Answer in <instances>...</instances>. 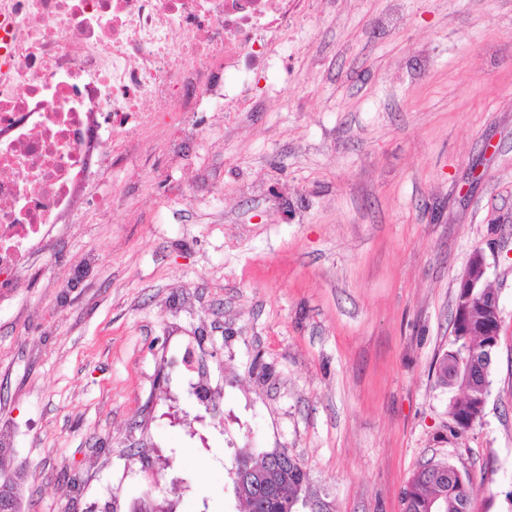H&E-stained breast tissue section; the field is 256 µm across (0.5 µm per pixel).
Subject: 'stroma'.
<instances>
[{
    "instance_id": "35a3bbf8",
    "label": "stroma",
    "mask_w": 512,
    "mask_h": 512,
    "mask_svg": "<svg viewBox=\"0 0 512 512\" xmlns=\"http://www.w3.org/2000/svg\"><path fill=\"white\" fill-rule=\"evenodd\" d=\"M286 36L226 111L110 135L0 290L23 512H237L233 459L274 448L333 512H402L430 459L512 512V0H316ZM477 249L501 331L461 432L438 361Z\"/></svg>"
}]
</instances>
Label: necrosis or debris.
Wrapping results in <instances>:
<instances>
[{
  "instance_id": "1",
  "label": "necrosis or debris",
  "mask_w": 512,
  "mask_h": 512,
  "mask_svg": "<svg viewBox=\"0 0 512 512\" xmlns=\"http://www.w3.org/2000/svg\"><path fill=\"white\" fill-rule=\"evenodd\" d=\"M312 0H0V286L111 158L103 126L221 112ZM278 53H271V46Z\"/></svg>"
}]
</instances>
